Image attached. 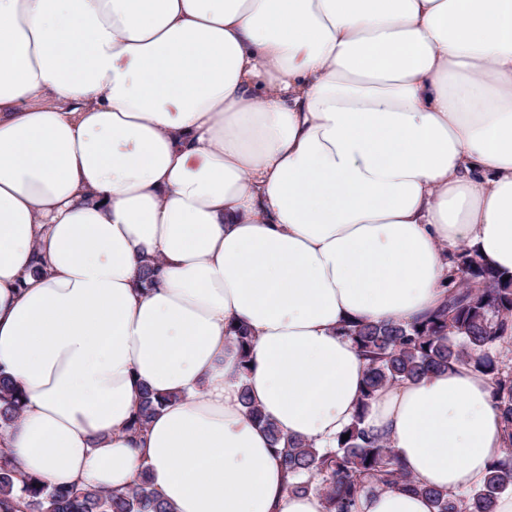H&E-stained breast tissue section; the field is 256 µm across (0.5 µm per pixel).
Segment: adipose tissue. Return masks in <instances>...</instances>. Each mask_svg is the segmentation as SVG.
Here are the masks:
<instances>
[{
    "label": "adipose tissue",
    "instance_id": "adipose-tissue-1",
    "mask_svg": "<svg viewBox=\"0 0 512 512\" xmlns=\"http://www.w3.org/2000/svg\"><path fill=\"white\" fill-rule=\"evenodd\" d=\"M460 245L512 275V0H0V370L25 394L0 446L26 473L323 512L285 493L240 388L326 446L365 370L343 326L438 308ZM143 384L171 401L139 447ZM365 425L427 487L502 453L463 364ZM359 510L435 512L400 489ZM229 338L235 343L240 354V372L247 374L251 370L250 351L253 346L254 336L250 330L244 325H231Z\"/></svg>",
    "mask_w": 512,
    "mask_h": 512
}]
</instances>
